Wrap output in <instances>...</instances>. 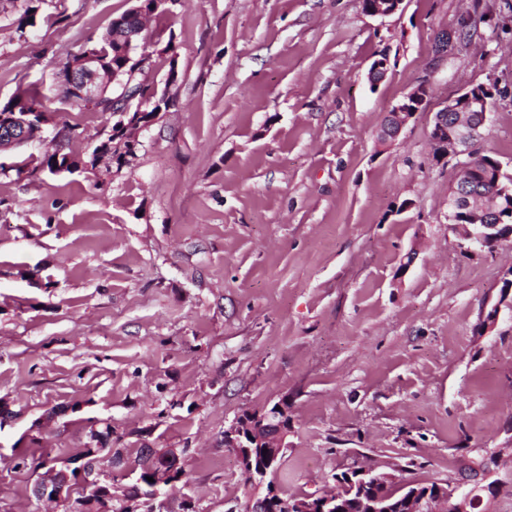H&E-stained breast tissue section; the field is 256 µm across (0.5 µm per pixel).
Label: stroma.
<instances>
[{"label":"stroma","mask_w":512,"mask_h":512,"mask_svg":"<svg viewBox=\"0 0 512 512\" xmlns=\"http://www.w3.org/2000/svg\"><path fill=\"white\" fill-rule=\"evenodd\" d=\"M0 0V105L37 85L52 122L0 151V512L37 500L13 446L64 460L111 423L126 460L178 448L174 512H243L245 473L224 446L243 410L290 407L274 474L302 496L370 458L417 483L469 478L512 443V241L468 246L448 222L456 170L433 156L440 101L492 87L486 149L512 172V0H180L162 22L171 100L121 170L35 172L64 123L91 158L111 113H76L59 62L136 0ZM465 46L434 59L440 30ZM387 55L378 86L367 74ZM431 93L391 144L390 108ZM54 407L63 414L40 425Z\"/></svg>","instance_id":"1"}]
</instances>
